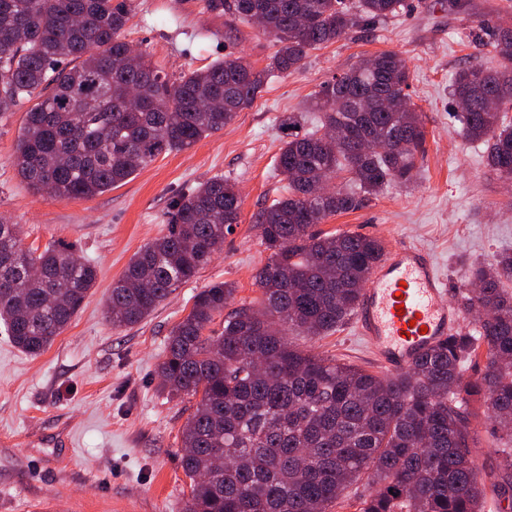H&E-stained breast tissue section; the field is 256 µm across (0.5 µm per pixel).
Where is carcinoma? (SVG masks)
<instances>
[{"label":"carcinoma","instance_id":"carcinoma-1","mask_svg":"<svg viewBox=\"0 0 512 512\" xmlns=\"http://www.w3.org/2000/svg\"><path fill=\"white\" fill-rule=\"evenodd\" d=\"M135 0H0V112L22 102L17 175L49 197L89 198L124 183L158 156L188 149L252 107L270 77L363 23L398 15L404 0H207L213 12L252 22L278 49L257 69L227 55L175 79L144 53L126 64L124 29ZM476 43L501 62L459 69L451 84L466 139L486 146L490 167L512 177V31L481 28ZM410 71L394 51L363 60L312 98L313 127L299 113L277 170L287 194L254 214L270 251L255 274L258 307H224L216 283L194 297L173 328L158 373L170 395L200 396L181 430L191 479L184 512H329L357 483L375 488L357 512H483L472 457L470 397L499 425L492 492H512V252L472 262L476 288L460 293L479 335L459 329L396 375L372 373L289 342L288 327L321 336L343 326L385 252L383 240L315 227L360 209L391 182L407 184L423 152L424 122L409 95ZM343 130L331 138L332 130ZM347 177L337 184L339 174ZM235 186L213 177L178 195L168 230L130 258L112 283L114 329L149 316L196 277L240 223ZM97 268L72 245H22L0 220V322L28 354L45 351L95 287ZM224 316L218 336L206 334ZM485 354L466 379L462 367Z\"/></svg>","mask_w":512,"mask_h":512}]
</instances>
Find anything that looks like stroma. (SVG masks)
<instances>
[{"label":"stroma","instance_id":"stroma-1","mask_svg":"<svg viewBox=\"0 0 512 512\" xmlns=\"http://www.w3.org/2000/svg\"><path fill=\"white\" fill-rule=\"evenodd\" d=\"M124 37L164 73L203 69L224 55L264 67L276 50L256 26L204 7V0H136ZM512 28V0H406L399 15L311 50L274 75L262 96L224 131L160 155L124 185L91 198L50 201L14 168L25 106L0 113V218L19 225L25 246L69 243L98 266L95 288L42 354L18 349L0 327V512H183L190 480L180 463L181 429L195 397L162 392L158 367L172 328L203 288L234 286L228 309L259 306L255 273L268 259L253 221L284 193L275 158L280 120L307 112L333 76L390 50L411 73L408 93L425 126L417 176L393 183L366 207L329 218L326 233L353 232L431 254L449 299L467 284L465 265L512 251V179L493 171L484 145L451 116L449 86L466 66L495 60L473 40L477 25ZM233 183L241 222L197 276L146 319L116 330L104 314L130 257L167 230L182 190L213 177ZM301 349L383 374L386 366L354 323L327 336L289 333Z\"/></svg>","mask_w":512,"mask_h":512}]
</instances>
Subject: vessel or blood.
Returning <instances> with one entry per match:
<instances>
[{
    "mask_svg": "<svg viewBox=\"0 0 512 512\" xmlns=\"http://www.w3.org/2000/svg\"><path fill=\"white\" fill-rule=\"evenodd\" d=\"M447 284L430 254L394 244L364 288L358 330L393 370L407 369L421 351L460 327L463 315L447 302Z\"/></svg>",
    "mask_w": 512,
    "mask_h": 512,
    "instance_id": "b4317fda",
    "label": "vessel or blood"
}]
</instances>
